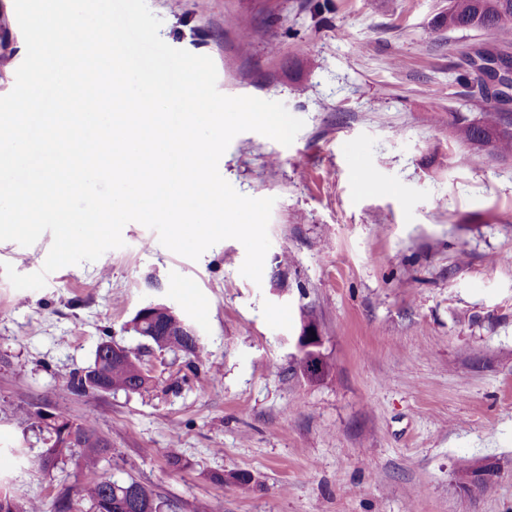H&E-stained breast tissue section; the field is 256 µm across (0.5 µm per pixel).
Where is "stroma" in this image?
Wrapping results in <instances>:
<instances>
[{"label":"stroma","mask_w":512,"mask_h":512,"mask_svg":"<svg viewBox=\"0 0 512 512\" xmlns=\"http://www.w3.org/2000/svg\"><path fill=\"white\" fill-rule=\"evenodd\" d=\"M316 2L147 0L168 45L213 59L222 94L304 122L287 147L240 133L219 161L238 193L275 200L262 281L241 274L239 241L192 260L132 222L123 247L42 289L0 272V488L43 512L96 475L138 480L168 512H512V263L495 260L512 254V157L448 132L450 113L484 108L454 80L458 49L492 38L436 29L446 0ZM25 55L0 0V96ZM51 244L0 241V264L37 272ZM152 302L194 326L200 358L133 331ZM305 308L314 380L295 358ZM105 340L141 351L148 389H69ZM60 409L109 442L97 473L38 467L41 415ZM484 464L492 491L462 489L459 469ZM320 335L318 326L303 324L295 341L297 357L308 362L307 374L311 377H317L324 371V363L316 350L321 345Z\"/></svg>","instance_id":"35a3bbf8"}]
</instances>
